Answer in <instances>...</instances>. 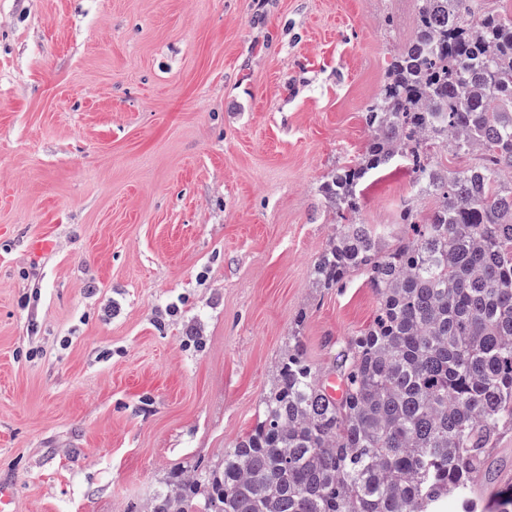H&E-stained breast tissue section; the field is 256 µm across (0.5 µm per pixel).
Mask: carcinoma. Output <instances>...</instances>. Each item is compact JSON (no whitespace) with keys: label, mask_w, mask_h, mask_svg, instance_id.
Listing matches in <instances>:
<instances>
[{"label":"carcinoma","mask_w":512,"mask_h":512,"mask_svg":"<svg viewBox=\"0 0 512 512\" xmlns=\"http://www.w3.org/2000/svg\"><path fill=\"white\" fill-rule=\"evenodd\" d=\"M369 139L321 193L341 223L313 265L329 290L357 273L372 322L327 375L288 337L254 426L209 465L176 467L146 512H443L486 477L512 430V11L490 0H416L362 109ZM478 154L466 169L435 154ZM404 160L438 199L406 206L385 239L358 220L371 181Z\"/></svg>","instance_id":"carcinoma-1"}]
</instances>
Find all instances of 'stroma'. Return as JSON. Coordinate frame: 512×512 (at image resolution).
<instances>
[{"label": "stroma", "instance_id": "obj_1", "mask_svg": "<svg viewBox=\"0 0 512 512\" xmlns=\"http://www.w3.org/2000/svg\"><path fill=\"white\" fill-rule=\"evenodd\" d=\"M413 0H0V480L139 512L254 424L288 338L339 365L377 302L311 286ZM437 204L397 166L360 213ZM34 359H26L29 350ZM479 506L512 488V433Z\"/></svg>", "mask_w": 512, "mask_h": 512}]
</instances>
